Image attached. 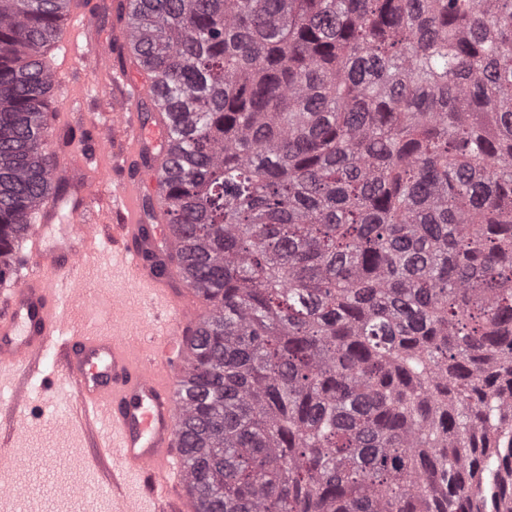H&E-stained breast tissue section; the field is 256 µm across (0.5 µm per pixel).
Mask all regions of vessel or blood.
Wrapping results in <instances>:
<instances>
[{"mask_svg": "<svg viewBox=\"0 0 512 512\" xmlns=\"http://www.w3.org/2000/svg\"><path fill=\"white\" fill-rule=\"evenodd\" d=\"M97 29L95 15L74 12L61 33L59 49L67 59L93 60L95 71L109 75L118 89L111 113L96 126L100 142L112 147V159L89 166L75 143L59 166V173L73 180L70 197L64 202L50 197L39 206L28 245L18 254L16 277L0 280V368L22 380L33 377L45 351L59 348L64 376L78 395L64 427L97 429L99 448L117 456L112 467L115 512H143L130 495L143 480L149 484L151 512H194L191 496L171 497L185 483L177 436L183 399L172 382L171 362L180 352L181 337L201 319V305L194 291L180 288L172 273L156 271L154 264L165 259L172 238L168 228L149 230L146 206L158 196V163L169 152L171 122L163 116L145 120L141 107L152 97V83L133 78L115 63L96 38ZM107 186L116 218L109 229L112 265L155 313L134 341L124 332L132 315L125 299L113 297L108 332L76 328L68 306L81 265L97 253L107 230L88 218L95 198ZM63 206L73 222L59 236L54 224ZM26 410L22 384L16 386L9 406L14 436L26 426Z\"/></svg>", "mask_w": 512, "mask_h": 512, "instance_id": "1", "label": "vessel or blood"}]
</instances>
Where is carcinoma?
Wrapping results in <instances>:
<instances>
[{"mask_svg":"<svg viewBox=\"0 0 512 512\" xmlns=\"http://www.w3.org/2000/svg\"><path fill=\"white\" fill-rule=\"evenodd\" d=\"M72 0H0V280ZM204 298L196 512H512V0H127Z\"/></svg>","mask_w":512,"mask_h":512,"instance_id":"carcinoma-1","label":"carcinoma"}]
</instances>
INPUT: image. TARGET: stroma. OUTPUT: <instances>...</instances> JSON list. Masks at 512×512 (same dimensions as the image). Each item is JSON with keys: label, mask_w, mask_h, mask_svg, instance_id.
I'll return each instance as SVG.
<instances>
[{"label": "stroma", "mask_w": 512, "mask_h": 512, "mask_svg": "<svg viewBox=\"0 0 512 512\" xmlns=\"http://www.w3.org/2000/svg\"><path fill=\"white\" fill-rule=\"evenodd\" d=\"M116 0H87L86 9L97 16L105 38L112 41V52L121 53L122 63L130 70H139L138 61L122 53L126 28L115 14ZM91 67L76 61L67 86L81 88L82 94L68 114V120L77 130L88 156H97L99 146L92 139V125L109 112L112 84L99 78L96 89L84 92L83 86ZM99 257L86 262L80 275V286L94 291L99 282L114 286L116 293L138 302L137 294L129 293L118 271L113 270L110 252L111 240H104ZM63 357L58 350H50L39 376L26 381L29 395V426L23 436L24 457L15 468L0 473V482L23 489L24 496L15 504V512H112V504L99 480L98 470L92 463L95 454L94 435L66 434L61 430L74 398L61 376ZM73 487L77 496L64 499L60 488Z\"/></svg>", "instance_id": "obj_1"}]
</instances>
